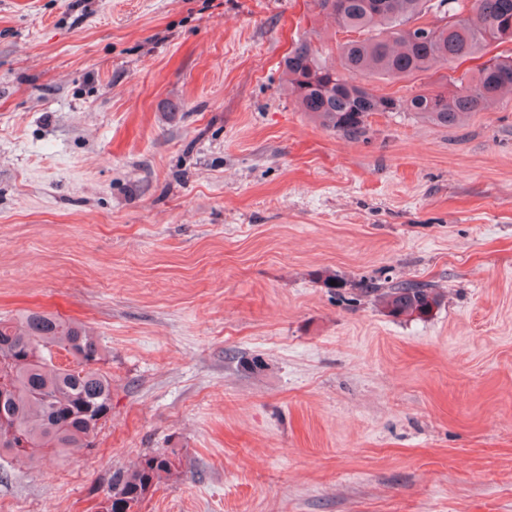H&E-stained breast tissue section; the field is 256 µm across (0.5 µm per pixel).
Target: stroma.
Instances as JSON below:
<instances>
[{"mask_svg": "<svg viewBox=\"0 0 512 512\" xmlns=\"http://www.w3.org/2000/svg\"><path fill=\"white\" fill-rule=\"evenodd\" d=\"M303 35L349 38L314 0H0V317L88 322L112 377L90 447L0 457V512H92L166 448L140 512H512V96L340 135L285 88ZM384 279L443 298L394 317ZM183 456L175 448L145 454L107 478L97 512H139L142 503L162 484L183 475Z\"/></svg>", "mask_w": 512, "mask_h": 512, "instance_id": "1", "label": "stroma"}]
</instances>
